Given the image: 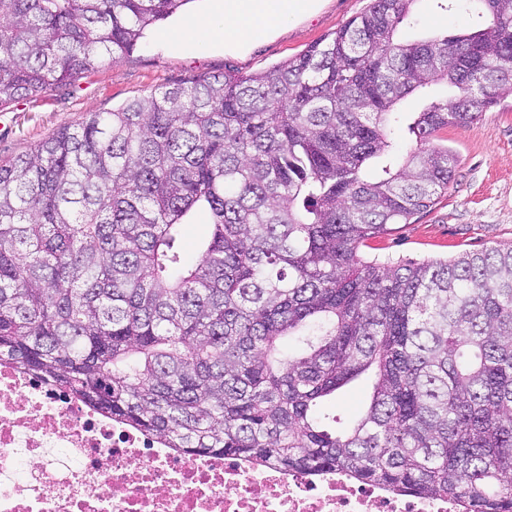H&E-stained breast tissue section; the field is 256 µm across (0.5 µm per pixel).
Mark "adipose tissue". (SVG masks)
Wrapping results in <instances>:
<instances>
[{"label":"adipose tissue","mask_w":512,"mask_h":512,"mask_svg":"<svg viewBox=\"0 0 512 512\" xmlns=\"http://www.w3.org/2000/svg\"><path fill=\"white\" fill-rule=\"evenodd\" d=\"M313 7L314 0H220L218 22L192 27L189 34L195 40L206 41L217 31L225 44L237 45L246 37L265 34Z\"/></svg>","instance_id":"adipose-tissue-1"}]
</instances>
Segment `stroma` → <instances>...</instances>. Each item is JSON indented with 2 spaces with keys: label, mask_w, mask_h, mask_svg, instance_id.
<instances>
[{
  "label": "stroma",
  "mask_w": 512,
  "mask_h": 512,
  "mask_svg": "<svg viewBox=\"0 0 512 512\" xmlns=\"http://www.w3.org/2000/svg\"><path fill=\"white\" fill-rule=\"evenodd\" d=\"M369 4L318 0L304 17L228 46L219 38L187 40L186 30L211 19L215 10V0H190L120 61L99 65L74 85L0 107V162L25 153L88 113L111 110L150 89L228 70L244 75L265 70L332 36ZM476 8L475 0H457L450 11L438 8L436 0H415L396 39L459 34L471 27ZM438 141L458 156L454 180L411 223L394 225L390 233L372 239L364 250L367 257L423 261L512 247V94H503L473 123L441 133Z\"/></svg>",
  "instance_id": "1"
}]
</instances>
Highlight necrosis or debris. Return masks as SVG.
<instances>
[{"label":"necrosis or debris","mask_w":512,"mask_h":512,"mask_svg":"<svg viewBox=\"0 0 512 512\" xmlns=\"http://www.w3.org/2000/svg\"><path fill=\"white\" fill-rule=\"evenodd\" d=\"M0 512H466L345 473L163 447L0 361Z\"/></svg>","instance_id":"obj_1"}]
</instances>
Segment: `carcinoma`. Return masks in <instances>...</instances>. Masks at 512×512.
<instances>
[{
    "label": "carcinoma",
    "instance_id": "cac0c4a2",
    "mask_svg": "<svg viewBox=\"0 0 512 512\" xmlns=\"http://www.w3.org/2000/svg\"><path fill=\"white\" fill-rule=\"evenodd\" d=\"M190 2L0 0V107L118 61ZM413 2L372 0L266 71L151 89L1 164L0 360L185 454L512 512V247L362 253L448 189L438 133L512 87V0L398 43ZM200 209L210 233L186 252ZM362 376V412L326 425Z\"/></svg>",
    "mask_w": 512,
    "mask_h": 512
}]
</instances>
